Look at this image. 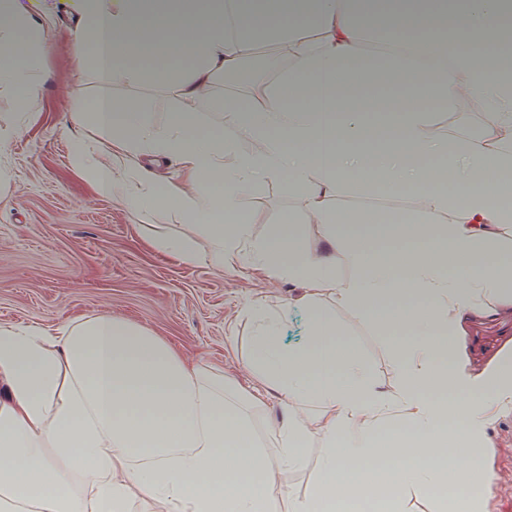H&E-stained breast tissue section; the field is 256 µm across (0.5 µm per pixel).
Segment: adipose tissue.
<instances>
[{
    "label": "adipose tissue",
    "mask_w": 512,
    "mask_h": 512,
    "mask_svg": "<svg viewBox=\"0 0 512 512\" xmlns=\"http://www.w3.org/2000/svg\"><path fill=\"white\" fill-rule=\"evenodd\" d=\"M62 14L81 70L168 83L186 104L157 125L134 101L80 102L66 119L74 169L128 210L195 224L193 237L141 225L156 253L302 288L309 336L285 346L275 306L249 299L245 390L109 313L0 324V512H360L366 481L395 487L374 512H411L444 477L486 483L483 437L512 408V362L471 372L457 343L464 309L512 303V0H0V91L18 106L43 62L38 34ZM259 49L286 65L214 97ZM465 89L491 121L475 137L439 132ZM204 100L231 112L233 133L203 125L191 107ZM263 181L302 206L256 238L246 201ZM370 189L415 205L387 224L339 206ZM325 296L405 335L395 389L318 309ZM272 394L282 419L268 427L257 415ZM316 438L314 490L277 488L273 472L302 467Z\"/></svg>",
    "instance_id": "adipose-tissue-1"
}]
</instances>
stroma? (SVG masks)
Masks as SVG:
<instances>
[{"label": "stroma", "instance_id": "1", "mask_svg": "<svg viewBox=\"0 0 512 512\" xmlns=\"http://www.w3.org/2000/svg\"><path fill=\"white\" fill-rule=\"evenodd\" d=\"M71 23L55 18L42 30L44 67L27 109L34 119L0 154V324L52 326L75 317L112 313L163 336L188 359L224 369L249 384L245 368L251 327L244 303L262 295L283 304L281 336L296 345L307 335L299 291L255 273L240 276L209 266H184L153 252L138 230L141 215L93 195L70 165L72 139L63 130L73 92L84 100L108 94L138 100L147 118L165 124L180 101L168 85L103 86L77 70L82 44ZM255 236L270 235L301 203L274 181L259 183L247 201ZM345 339L363 356L383 389H393L398 336L385 335L357 312L334 306ZM472 367L512 360V308L465 314ZM490 480L458 512H512V410L486 430Z\"/></svg>", "mask_w": 512, "mask_h": 512}]
</instances>
